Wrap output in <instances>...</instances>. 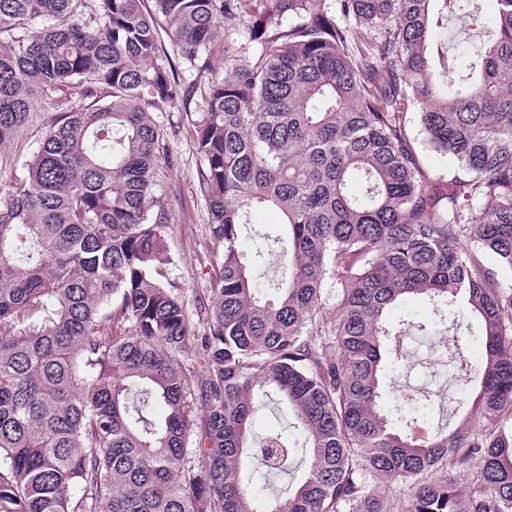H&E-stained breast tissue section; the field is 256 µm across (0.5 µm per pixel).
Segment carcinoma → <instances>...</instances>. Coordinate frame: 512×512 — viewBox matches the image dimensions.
<instances>
[{"label":"carcinoma","mask_w":512,"mask_h":512,"mask_svg":"<svg viewBox=\"0 0 512 512\" xmlns=\"http://www.w3.org/2000/svg\"><path fill=\"white\" fill-rule=\"evenodd\" d=\"M86 2L0 0V151L36 99L86 102L0 187V512H512V0L489 31L474 0H97L84 20ZM450 19L485 31L460 65ZM198 82V186L222 254L195 373L154 113ZM412 107L457 163L446 180L409 148ZM257 207L288 251L270 293L239 249ZM410 294L435 319L407 326L453 333L459 377L479 381L455 428L422 439L430 402L382 406L402 361L386 313ZM272 393L309 444L284 499L247 465ZM294 451L275 436L262 455L279 470Z\"/></svg>","instance_id":"1"}]
</instances>
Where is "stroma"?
Returning a JSON list of instances; mask_svg holds the SVG:
<instances>
[{"instance_id": "1", "label": "stroma", "mask_w": 512, "mask_h": 512, "mask_svg": "<svg viewBox=\"0 0 512 512\" xmlns=\"http://www.w3.org/2000/svg\"><path fill=\"white\" fill-rule=\"evenodd\" d=\"M81 105V99L74 95L61 105L52 100H38L6 164L0 165V184L8 182L12 174L22 170L59 109L71 110ZM201 109L202 101L196 97L187 107H177L163 114L165 150L156 167L157 193L170 215L166 230L168 253L172 259L168 279L189 312L190 331L194 337L180 361L184 367L194 371L202 370L204 366V357L196 339L207 333L209 327L206 314L200 313L197 305L210 295V281L218 251L209 234L208 209L198 188L202 159L195 147L193 123ZM406 132L410 148L428 175L445 178L452 173L455 161L428 146L419 130L416 112L408 113ZM447 347L448 339L444 336L413 334L406 338V367L400 375L389 378L388 395L403 403L420 396L425 390L444 400L463 396L465 385L451 382L453 370L446 362ZM252 431L258 443L271 434L284 433L293 437L298 434L293 414L274 396L257 404L252 416Z\"/></svg>"}]
</instances>
